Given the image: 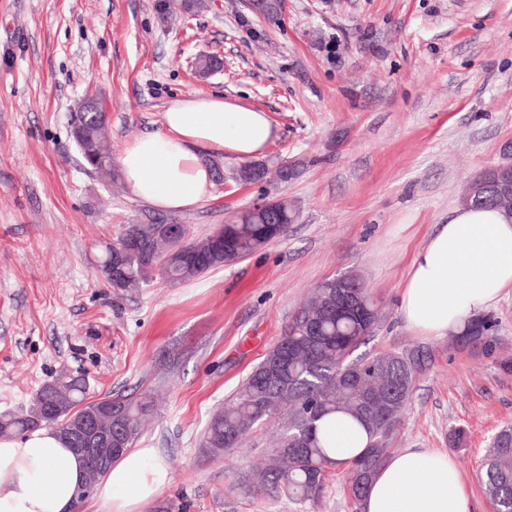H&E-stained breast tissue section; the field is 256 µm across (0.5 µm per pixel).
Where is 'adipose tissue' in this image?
I'll use <instances>...</instances> for the list:
<instances>
[{
    "instance_id": "obj_1",
    "label": "adipose tissue",
    "mask_w": 512,
    "mask_h": 512,
    "mask_svg": "<svg viewBox=\"0 0 512 512\" xmlns=\"http://www.w3.org/2000/svg\"><path fill=\"white\" fill-rule=\"evenodd\" d=\"M279 130L264 112L194 94L170 103L163 128L124 149L121 174L141 201L169 212L196 209L214 187L208 163L262 157ZM512 290V218L490 209L454 210L408 265L398 311L420 336L458 333ZM83 461L49 428L0 438V512H145L170 480L152 448L115 460L87 506L75 496ZM362 512H471L456 464L432 449L391 455L373 477Z\"/></svg>"
}]
</instances>
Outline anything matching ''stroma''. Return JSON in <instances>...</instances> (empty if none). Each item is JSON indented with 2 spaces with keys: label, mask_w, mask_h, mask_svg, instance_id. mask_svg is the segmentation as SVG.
I'll use <instances>...</instances> for the list:
<instances>
[{
  "label": "stroma",
  "mask_w": 512,
  "mask_h": 512,
  "mask_svg": "<svg viewBox=\"0 0 512 512\" xmlns=\"http://www.w3.org/2000/svg\"><path fill=\"white\" fill-rule=\"evenodd\" d=\"M201 55L222 58L223 71L196 76ZM195 93L266 112L280 130L266 156L299 162L297 176L217 185L173 213L139 201L122 175L82 165L70 117L86 95L109 114L117 159ZM509 143L512 0H286L275 21L240 0L173 17L154 0H0V412L25 410L63 374L83 376L95 399L147 393L156 408L135 445L171 472L147 512H354L339 468L316 504L240 485L284 417L229 461L199 447L210 415L313 291L353 272L379 308L360 353L434 351L396 450L448 454L472 512H495L481 473L492 436L512 425V374L499 366L512 357V292L490 310L501 342L492 356L415 335L398 299L414 251ZM276 198L298 212L286 236L192 280L156 276L117 292L92 265L123 225L174 221L204 234Z\"/></svg>",
  "instance_id": "35a3bbf8"
}]
</instances>
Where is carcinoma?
<instances>
[{"label":"carcinoma","instance_id":"obj_1","mask_svg":"<svg viewBox=\"0 0 512 512\" xmlns=\"http://www.w3.org/2000/svg\"><path fill=\"white\" fill-rule=\"evenodd\" d=\"M70 127L85 167L92 173L113 174L108 116L76 111ZM480 179L489 188L470 206L500 209L488 173ZM297 218L294 206L278 199L269 210L242 211L217 234H197L192 225L185 224L181 239L172 240L166 224H126L118 239L133 238L136 248L126 254L123 272L112 278L107 275L116 256L107 244L95 259L101 264L103 280L117 291L137 289L156 274L172 281L190 280L258 252L287 234ZM341 283L350 305L337 304L336 280L321 284L285 336L212 413L200 441L204 454L224 458L256 426L286 414L275 447L268 450L261 467L243 477V484L262 488L272 499L315 501L325 489L329 470L336 467L345 472L352 503L361 507L370 481L390 456L417 379L432 362L433 351L425 346L353 357L373 335L378 309L358 275L347 274ZM485 331L484 336L477 334L470 319L453 341L459 342L461 350L490 355L497 349L494 325L485 326ZM342 361L357 372L358 381H336V367ZM87 390L86 381L71 378L60 381L56 389L41 388L37 402L25 413L0 416V437L41 428L47 407L62 411L55 425L66 431L70 422L66 415L82 413ZM112 398V440L124 439L128 449L153 414L154 404L147 396L117 393ZM338 415L356 421L368 438L363 453L344 462L331 457V442L320 436L322 424ZM500 433L484 459L482 483L496 512H512V428Z\"/></svg>","mask_w":512,"mask_h":512}]
</instances>
